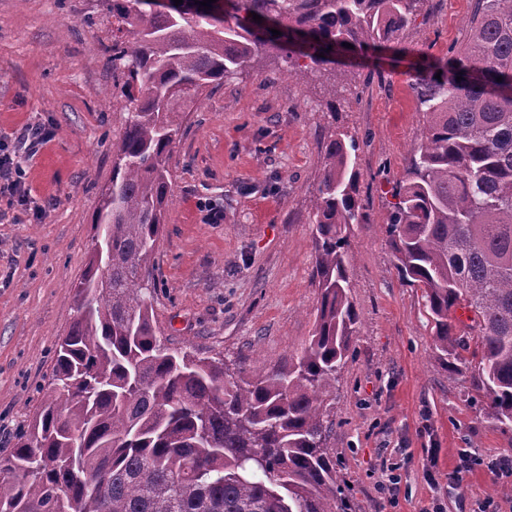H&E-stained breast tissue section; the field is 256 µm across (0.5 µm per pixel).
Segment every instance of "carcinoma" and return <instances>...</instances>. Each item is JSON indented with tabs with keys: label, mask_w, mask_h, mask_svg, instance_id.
I'll return each mask as SVG.
<instances>
[{
	"label": "carcinoma",
	"mask_w": 512,
	"mask_h": 512,
	"mask_svg": "<svg viewBox=\"0 0 512 512\" xmlns=\"http://www.w3.org/2000/svg\"><path fill=\"white\" fill-rule=\"evenodd\" d=\"M200 2L100 0L117 23L107 62L126 77L112 97L127 112L112 192L93 217L107 256L93 248L73 285L76 318L40 410L0 457V512H355L324 404L359 322L347 237L367 223L359 140L335 129L321 157L317 316L295 360L237 379L222 358L169 348L150 268L181 114L207 88L245 67L263 73L271 57L327 71L381 50L419 0ZM477 3L461 45L415 75L428 121L384 224L399 276L424 290L441 365L452 378L470 373L486 417L512 427V0ZM255 14L268 22L260 34ZM105 259L108 287H88Z\"/></svg>",
	"instance_id": "obj_1"
}]
</instances>
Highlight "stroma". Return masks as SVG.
I'll return each mask as SVG.
<instances>
[{"mask_svg": "<svg viewBox=\"0 0 512 512\" xmlns=\"http://www.w3.org/2000/svg\"><path fill=\"white\" fill-rule=\"evenodd\" d=\"M474 0H425L393 49L352 58L323 77L242 69L185 113L171 160L173 201L155 255L154 310L168 346L228 366L269 369L300 354L314 328L311 220L322 146L332 125L359 138L367 223L349 233L351 295L360 316L353 356L328 402L330 445L356 512H477L512 494L486 466L512 457V429L486 418L467 376L436 357L423 291L400 279L383 221L426 115L414 75L446 57L469 28ZM116 25L96 0H0V139L31 125L53 137L21 155L35 219L0 196V456L35 416L55 346L74 322L70 285L92 247V217L112 179V140L126 115L112 98L107 63ZM335 96V111L325 100ZM221 207L220 223L205 203ZM438 448L426 472L427 447ZM485 460L450 484L460 449ZM400 482L395 504L379 484Z\"/></svg>", "mask_w": 512, "mask_h": 512, "instance_id": "obj_1", "label": "stroma"}]
</instances>
